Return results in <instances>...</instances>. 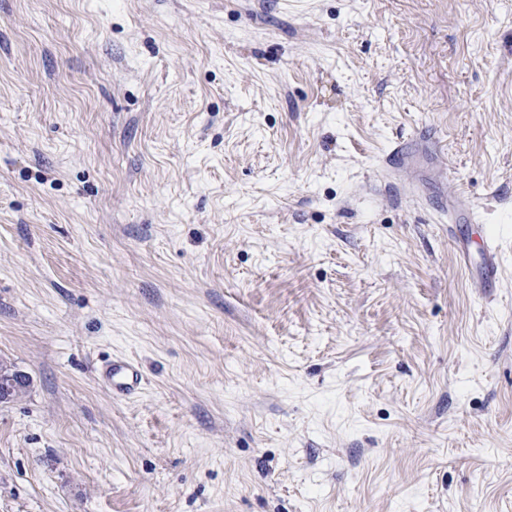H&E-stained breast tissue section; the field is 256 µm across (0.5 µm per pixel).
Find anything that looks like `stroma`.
Here are the masks:
<instances>
[{"mask_svg":"<svg viewBox=\"0 0 512 512\" xmlns=\"http://www.w3.org/2000/svg\"><path fill=\"white\" fill-rule=\"evenodd\" d=\"M1 364L0 512H512V0H0ZM500 253L493 240L486 241L473 280L480 288H491L499 279ZM99 375L113 395H130L140 384V376L136 368L124 359L112 358L99 370ZM27 386V379L20 373L6 374L1 370L0 401H8L18 397Z\"/></svg>","mask_w":512,"mask_h":512,"instance_id":"35a3bbf8","label":"stroma"}]
</instances>
